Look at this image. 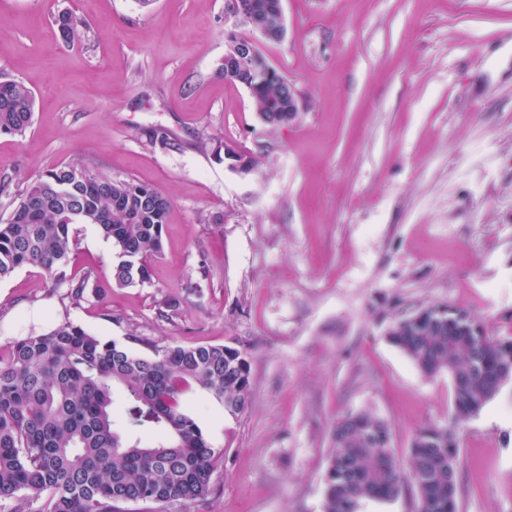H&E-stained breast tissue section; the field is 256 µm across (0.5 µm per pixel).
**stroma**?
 I'll return each instance as SVG.
<instances>
[{
  "label": "stroma",
  "mask_w": 512,
  "mask_h": 512,
  "mask_svg": "<svg viewBox=\"0 0 512 512\" xmlns=\"http://www.w3.org/2000/svg\"><path fill=\"white\" fill-rule=\"evenodd\" d=\"M283 11L285 39L260 49L300 111L270 129L218 73L224 0H0V81L35 97L26 133L0 136V224L30 178L75 161L171 201L148 284L113 286L115 247L93 224L72 227L68 282L30 265L0 279V359L63 321L142 355L245 351L244 412L183 396L224 455L209 496L167 512H323L332 429L358 411L388 422L401 458L420 430L452 429L459 512H512V382L458 421L448 374L387 338L434 304L512 336V0ZM221 143L252 169L216 159Z\"/></svg>",
  "instance_id": "obj_1"
}]
</instances>
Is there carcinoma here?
Here are the masks:
<instances>
[{"label": "carcinoma", "instance_id": "cac0c4a2", "mask_svg": "<svg viewBox=\"0 0 512 512\" xmlns=\"http://www.w3.org/2000/svg\"><path fill=\"white\" fill-rule=\"evenodd\" d=\"M245 12L271 28L281 26L280 0H243ZM63 39L78 24L57 19ZM258 112L288 111V79L273 71L259 80L237 69ZM33 93L23 83L0 82V135L22 136L32 124ZM159 194L130 180L96 176L80 162L48 169L27 181L6 223L0 224V279L34 265L66 279L71 226L94 224L115 245L112 283L143 285L149 258L162 252L169 209L154 210ZM139 216L135 223L130 214ZM389 341L427 376L448 372L453 407L476 414L502 370L512 365V338L448 334V326L394 329ZM197 387L236 416L250 395L247 355L222 345L166 346L140 355L69 321L13 343L0 361V500L14 512H164L168 505L205 498L223 453L183 404ZM128 403L123 417L114 393ZM324 512H356L366 499L391 501L406 483L418 512H456L459 448L448 429L432 427L412 439L406 460L391 448L389 425L369 412L350 413L332 432Z\"/></svg>", "mask_w": 512, "mask_h": 512}]
</instances>
